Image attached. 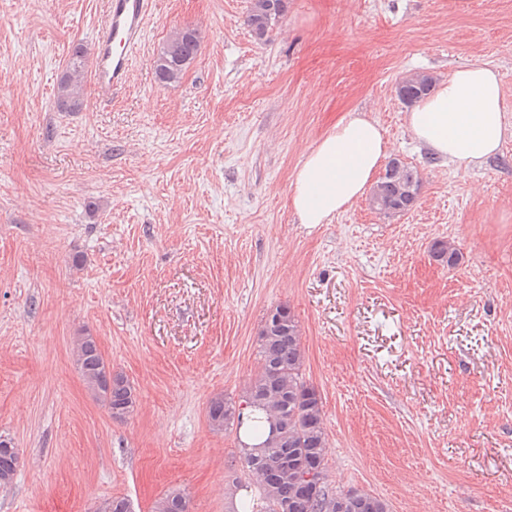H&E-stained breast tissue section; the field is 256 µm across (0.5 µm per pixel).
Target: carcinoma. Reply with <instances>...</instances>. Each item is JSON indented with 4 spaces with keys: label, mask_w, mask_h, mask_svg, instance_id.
<instances>
[{
    "label": "carcinoma",
    "mask_w": 512,
    "mask_h": 512,
    "mask_svg": "<svg viewBox=\"0 0 512 512\" xmlns=\"http://www.w3.org/2000/svg\"><path fill=\"white\" fill-rule=\"evenodd\" d=\"M288 11V0H250L246 24L256 37L265 38ZM200 49L199 32L190 27L172 31L153 61L154 74L163 85L180 82ZM86 52L76 45L57 82L55 106L60 112H78L83 105L81 78ZM435 85L429 73H413L396 86V95L412 105ZM422 176L417 167L398 158L387 163L372 187L369 206L391 218L411 211L419 201ZM433 255L449 265L458 250L447 241L433 245ZM299 321L286 306L275 309L265 321L257 340L258 370L250 378L239 401L222 395L208 405L211 430H240L245 412L260 410L267 422L277 419L281 428L269 431L266 441L245 449L239 444L249 479L263 500L264 512H388L379 497L361 490L341 492L329 482L325 457L327 439L322 399L305 379ZM73 358L87 391L100 401L115 420L134 411L135 389L120 372L112 370L94 336L86 332L73 345ZM21 463L14 439L0 434V487L13 482ZM95 512H132L123 497L100 501ZM152 512H187L186 497L170 491L155 501Z\"/></svg>",
    "instance_id": "1"
}]
</instances>
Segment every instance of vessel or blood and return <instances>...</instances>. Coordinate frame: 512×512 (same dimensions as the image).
Masks as SVG:
<instances>
[{"instance_id": "vessel-or-blood-1", "label": "vessel or blood", "mask_w": 512, "mask_h": 512, "mask_svg": "<svg viewBox=\"0 0 512 512\" xmlns=\"http://www.w3.org/2000/svg\"><path fill=\"white\" fill-rule=\"evenodd\" d=\"M154 0H108L95 33V85L105 95L123 88L129 78L132 55L144 40Z\"/></svg>"}]
</instances>
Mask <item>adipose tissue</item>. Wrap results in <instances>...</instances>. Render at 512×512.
<instances>
[{
	"instance_id": "adipose-tissue-1",
	"label": "adipose tissue",
	"mask_w": 512,
	"mask_h": 512,
	"mask_svg": "<svg viewBox=\"0 0 512 512\" xmlns=\"http://www.w3.org/2000/svg\"><path fill=\"white\" fill-rule=\"evenodd\" d=\"M414 138L449 165L479 166L499 152L508 127L497 72L474 63L414 104L407 114ZM389 144L381 128L354 112L306 154L290 204L300 223L326 224L371 183Z\"/></svg>"
}]
</instances>
